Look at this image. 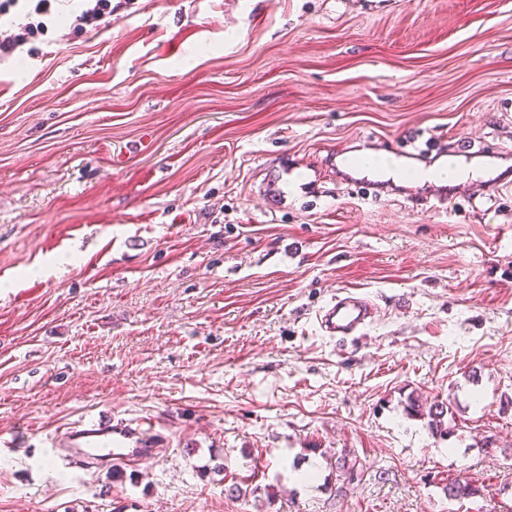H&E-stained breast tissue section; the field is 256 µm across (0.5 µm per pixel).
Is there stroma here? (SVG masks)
<instances>
[{"label": "stroma", "instance_id": "1", "mask_svg": "<svg viewBox=\"0 0 512 512\" xmlns=\"http://www.w3.org/2000/svg\"><path fill=\"white\" fill-rule=\"evenodd\" d=\"M112 4L0 60V512H512V186L258 193L360 140L512 148V0ZM348 288L380 316L342 346ZM113 416L164 454L51 466ZM304 167L307 172L306 173H297L295 178L305 177L309 179V182H317L320 176V171L318 167L309 166V165H299L292 167L288 170V167H283L278 170V173L272 176L260 189L259 193L264 197L276 198L279 203L285 205L288 200V187L291 184V181L294 173ZM291 177V178H290ZM309 182L306 184L309 185ZM377 306L356 290H342L315 314L324 336L330 339L357 340L377 318ZM428 415L431 417L432 431L439 434L440 437H448L450 425L451 423L455 424L456 419L453 405L450 402H448V406L443 403L431 404L428 408ZM446 416H448L447 422L444 420Z\"/></svg>", "mask_w": 512, "mask_h": 512}]
</instances>
